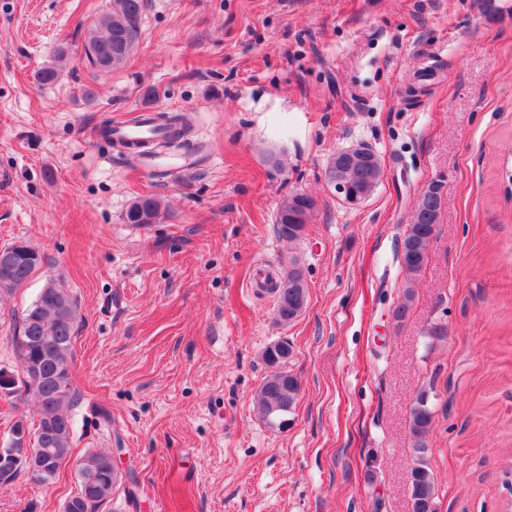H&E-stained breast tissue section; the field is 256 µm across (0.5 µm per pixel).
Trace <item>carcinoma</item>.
<instances>
[{
	"mask_svg": "<svg viewBox=\"0 0 512 512\" xmlns=\"http://www.w3.org/2000/svg\"><path fill=\"white\" fill-rule=\"evenodd\" d=\"M144 0H112V7L100 14L86 34L84 54L96 70L111 72L124 66L138 36ZM68 54L60 48L54 55V64L44 67L39 78L44 83L58 79L61 68L67 63ZM166 128L162 144L172 145L181 137L178 127L180 117L163 115ZM367 164L355 162L344 171V178L351 188L360 192L368 179L381 175V164L375 153H370ZM443 204V185L436 181L427 184L415 206L410 224L404 230L397 259L412 277L421 273L429 256V245L436 233ZM313 209L310 198L295 194L282 201L275 224L280 237L295 241L304 233ZM160 213V203L153 197H141L130 203L124 220L128 224H152ZM23 261L8 271L0 268V293L22 287L44 260L34 246L24 243ZM304 280L303 270L292 262L270 281L274 295V318L281 325L295 321L303 312L306 301L300 299L298 289ZM77 305L67 288L51 280L46 283L36 300L26 309L19 322L18 335L14 337L20 370L0 369V396L10 397L27 386L28 369L36 365L45 372L38 385L37 423L30 424L19 416L10 432L26 430L36 438L35 447L43 449V464L47 467L44 483H50L60 467L72 458L74 422L70 403L77 393L70 373L55 374L59 368L71 369L72 342L75 334ZM292 348L285 340L269 344L262 353L264 363L271 373L260 386L255 409L258 416L270 427L282 428L300 393L298 379L286 369ZM49 418L53 426L42 427ZM435 420V412L425 394L421 393L410 410L409 428L414 438V461L410 472L409 492L414 512H436L437 485L428 460L427 435ZM78 469L86 482L70 497L69 508L64 512H100L112 500V493L120 481L118 471L108 453H89L79 460Z\"/></svg>",
	"mask_w": 512,
	"mask_h": 512,
	"instance_id": "1",
	"label": "carcinoma"
}]
</instances>
